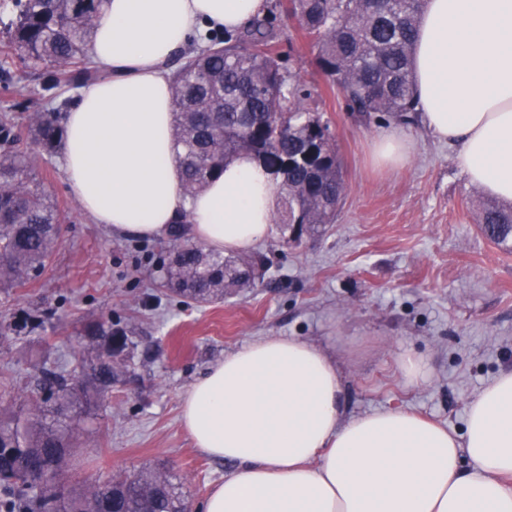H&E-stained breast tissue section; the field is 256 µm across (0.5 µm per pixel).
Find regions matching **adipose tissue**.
<instances>
[{"mask_svg": "<svg viewBox=\"0 0 512 512\" xmlns=\"http://www.w3.org/2000/svg\"><path fill=\"white\" fill-rule=\"evenodd\" d=\"M266 0H105L90 57L107 74L67 112L62 170L82 212L120 235L166 234L180 215L207 248L269 237L278 184L249 156L195 196L181 187L168 66L192 38L244 26ZM421 120L455 167L512 202V0H425L412 54ZM413 151L390 128L374 164ZM195 448L233 461L201 512H512V369L466 408L463 434L401 409L345 418L334 362L300 339L253 341L181 397Z\"/></svg>", "mask_w": 512, "mask_h": 512, "instance_id": "1", "label": "adipose tissue"}]
</instances>
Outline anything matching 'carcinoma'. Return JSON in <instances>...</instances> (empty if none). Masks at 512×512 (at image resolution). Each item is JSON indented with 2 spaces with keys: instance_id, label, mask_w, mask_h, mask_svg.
<instances>
[{
  "instance_id": "carcinoma-1",
  "label": "carcinoma",
  "mask_w": 512,
  "mask_h": 512,
  "mask_svg": "<svg viewBox=\"0 0 512 512\" xmlns=\"http://www.w3.org/2000/svg\"><path fill=\"white\" fill-rule=\"evenodd\" d=\"M104 0H0L8 48L20 52L26 75L0 72L4 94L24 78L51 89L98 80L89 46ZM424 0H288L285 13L307 42L325 83L340 91L347 111L366 121L378 114L411 121L416 112L412 48ZM288 39L271 11L244 27L214 37L201 51L179 55L171 65L173 137L182 186L195 195L224 166L250 155L280 180L273 223L313 235L334 223L345 190L328 123L303 106L307 93L281 66ZM61 111L39 112L26 127L46 152L63 138ZM14 118L0 116V288L39 276L52 260L63 215L35 173V160L18 148ZM476 224L498 246L512 240V206L479 205ZM261 257H224L181 243L165 266L163 286L193 302L224 299V288H241L263 277ZM85 339L95 350L79 358L74 374L45 370L38 391L55 394L49 405L36 397L19 404L12 386H0V512H184L186 494L168 471L142 469L88 484L72 475L71 461L89 431L78 413L100 407L126 362L131 337L112 322H91Z\"/></svg>"
}]
</instances>
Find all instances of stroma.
I'll return each mask as SVG.
<instances>
[{
  "label": "stroma",
  "mask_w": 512,
  "mask_h": 512,
  "mask_svg": "<svg viewBox=\"0 0 512 512\" xmlns=\"http://www.w3.org/2000/svg\"><path fill=\"white\" fill-rule=\"evenodd\" d=\"M282 45L284 66L308 92L305 107L330 123L346 192L334 223L299 240L273 226L255 245L268 270L262 284L232 288L223 300L185 303L163 285L168 238L120 236L79 208L61 154L38 159L46 191L63 214L53 260L36 279L0 289V378L18 396L43 369L70 370L83 353L79 334L112 320L137 342L129 371L73 458L87 482L145 467L176 474L196 512L232 462L194 448L180 422L181 395L229 352L263 338L296 337L326 352L342 379L345 414L399 408L461 431L468 403L501 370L512 368V248L479 231L473 209L485 194L452 162V147L422 123L405 125L408 163L381 171L371 143L391 118L363 122L346 112L338 90L316 75L299 34ZM78 94L29 82L24 96H0L17 125L72 104ZM28 316L42 320L16 332ZM424 376L408 382L404 357Z\"/></svg>",
  "instance_id": "1"
}]
</instances>
